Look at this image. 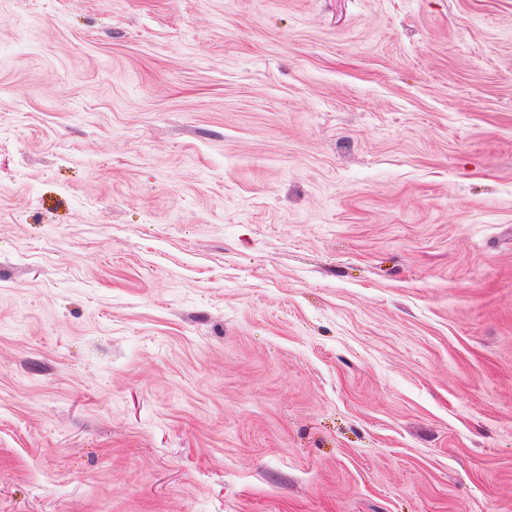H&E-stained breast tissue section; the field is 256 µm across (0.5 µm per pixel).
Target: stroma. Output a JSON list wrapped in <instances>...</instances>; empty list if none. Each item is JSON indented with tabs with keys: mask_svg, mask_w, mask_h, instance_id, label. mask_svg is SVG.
Returning <instances> with one entry per match:
<instances>
[{
	"mask_svg": "<svg viewBox=\"0 0 512 512\" xmlns=\"http://www.w3.org/2000/svg\"><path fill=\"white\" fill-rule=\"evenodd\" d=\"M0 512H512V0H0Z\"/></svg>",
	"mask_w": 512,
	"mask_h": 512,
	"instance_id": "obj_1",
	"label": "stroma"
}]
</instances>
